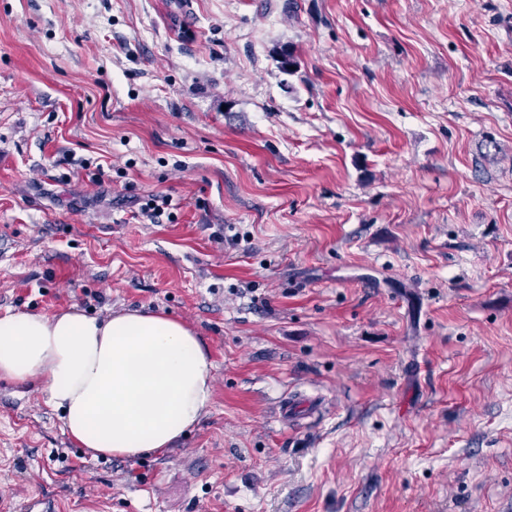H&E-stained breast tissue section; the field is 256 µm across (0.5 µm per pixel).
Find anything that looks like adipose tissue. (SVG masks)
Here are the masks:
<instances>
[{"label": "adipose tissue", "mask_w": 512, "mask_h": 512, "mask_svg": "<svg viewBox=\"0 0 512 512\" xmlns=\"http://www.w3.org/2000/svg\"><path fill=\"white\" fill-rule=\"evenodd\" d=\"M210 367L195 332L166 314L0 315V379L38 382L66 433L97 454L172 447L210 405Z\"/></svg>", "instance_id": "ef3b65f1"}]
</instances>
